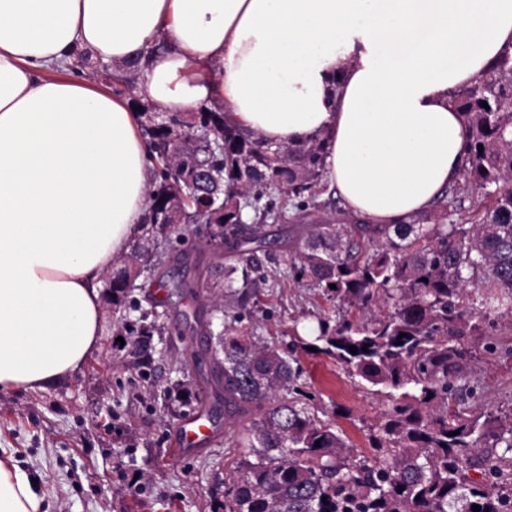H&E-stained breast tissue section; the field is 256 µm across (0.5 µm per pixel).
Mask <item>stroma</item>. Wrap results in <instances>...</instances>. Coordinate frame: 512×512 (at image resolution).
<instances>
[{"instance_id":"stroma-1","label":"stroma","mask_w":512,"mask_h":512,"mask_svg":"<svg viewBox=\"0 0 512 512\" xmlns=\"http://www.w3.org/2000/svg\"><path fill=\"white\" fill-rule=\"evenodd\" d=\"M167 318L154 344L160 355L140 370L116 339L120 316L102 303V350L82 368L45 391L0 393V448L12 453L35 478L46 482L49 512H216L224 480L245 449L235 441L248 416L225 423L217 400L220 387L203 381L208 346L191 336L187 320L194 303L173 285L196 279L195 267L166 257L161 266ZM252 330L262 340L288 351L301 373L294 386L310 395L309 406L358 449L387 402L348 375L332 357L306 350L309 338L298 328L317 317L338 318V304L320 289L295 283L288 271L259 288ZM493 352L482 353L471 404L479 411L512 412V323L495 319ZM195 383L203 408L214 413L213 439L182 456L173 453V430L182 420L179 402L168 391Z\"/></svg>"}]
</instances>
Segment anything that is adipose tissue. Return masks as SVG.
<instances>
[{"mask_svg":"<svg viewBox=\"0 0 512 512\" xmlns=\"http://www.w3.org/2000/svg\"><path fill=\"white\" fill-rule=\"evenodd\" d=\"M510 44L512 0H0V392L46 390L100 351L102 278L146 209L138 116L70 75L83 53L141 73L166 109L222 102L273 145L325 133L347 209L408 224L462 172L452 89ZM46 498L0 458V512Z\"/></svg>","mask_w":512,"mask_h":512,"instance_id":"1","label":"adipose tissue"}]
</instances>
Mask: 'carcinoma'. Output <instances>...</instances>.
<instances>
[{"instance_id":"1","label":"carcinoma","mask_w":512,"mask_h":512,"mask_svg":"<svg viewBox=\"0 0 512 512\" xmlns=\"http://www.w3.org/2000/svg\"><path fill=\"white\" fill-rule=\"evenodd\" d=\"M469 141L465 180L474 181L481 208L459 224L448 201L413 224L308 225L303 247L287 258L298 284L319 288L346 309L330 325L317 322L316 352L343 364L360 382L387 391L389 403L369 434L372 456L349 445L298 400L280 392L297 376L288 355L244 324L254 286L276 270L257 259L263 224H236L252 210L278 219L317 206L325 175L326 140L315 136L285 148L270 163L262 138L233 127L217 105L170 118L181 142L141 122L154 163L150 225L160 204L180 195L191 210L224 205V222L210 225L211 241L237 252L217 261L221 276L209 294L180 282L199 305L239 313L222 323L210 377L224 391V417L251 414L241 438L249 452L224 480L222 512H508L512 507V412H472L463 397L479 361L473 345L491 316H512V52L504 50L478 84L456 99ZM488 107H482V103ZM224 141L209 157L189 142L200 135ZM483 150H478V147ZM208 161L224 194L205 196L192 178ZM157 247L188 257L199 249L185 224H156ZM146 238L119 261L105 285L121 314L120 335L141 364L153 361L156 318L135 296ZM335 288H330V285ZM402 344H397V341ZM357 347L358 353L349 347Z\"/></svg>"}]
</instances>
